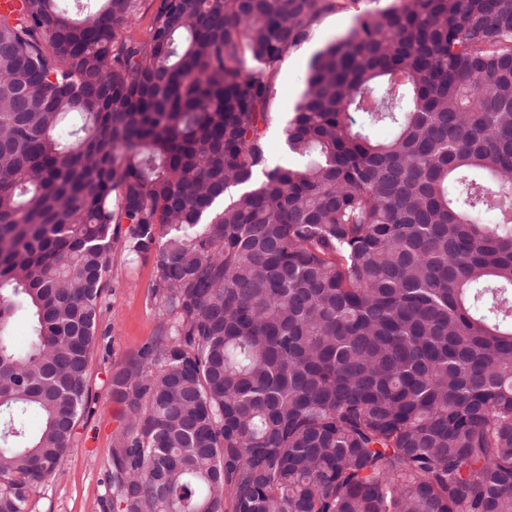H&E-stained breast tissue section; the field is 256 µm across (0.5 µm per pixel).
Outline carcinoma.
<instances>
[{"label":"carcinoma","mask_w":512,"mask_h":512,"mask_svg":"<svg viewBox=\"0 0 512 512\" xmlns=\"http://www.w3.org/2000/svg\"><path fill=\"white\" fill-rule=\"evenodd\" d=\"M22 2L0 512L72 447L114 243L154 261L166 336L112 379L117 512H512V0L361 13L275 166L280 62L357 0H152L140 31L139 0Z\"/></svg>","instance_id":"carcinoma-1"}]
</instances>
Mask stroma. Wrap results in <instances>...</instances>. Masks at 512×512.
<instances>
[{"label":"stroma","mask_w":512,"mask_h":512,"mask_svg":"<svg viewBox=\"0 0 512 512\" xmlns=\"http://www.w3.org/2000/svg\"><path fill=\"white\" fill-rule=\"evenodd\" d=\"M393 0H358L357 4L324 15L308 40L291 51L276 77L271 118L265 129L270 159L287 158L284 129L304 89V78L314 55L344 38L366 10L390 7ZM153 261L128 260L112 255V270L102 292L98 339L87 375L89 400L76 425L72 449L59 475L36 486L29 496V512H107L112 495L109 476L113 451L123 422L112 400V376L118 366L137 358L141 349L159 337L161 318L151 296Z\"/></svg>","instance_id":"stroma-1"}]
</instances>
